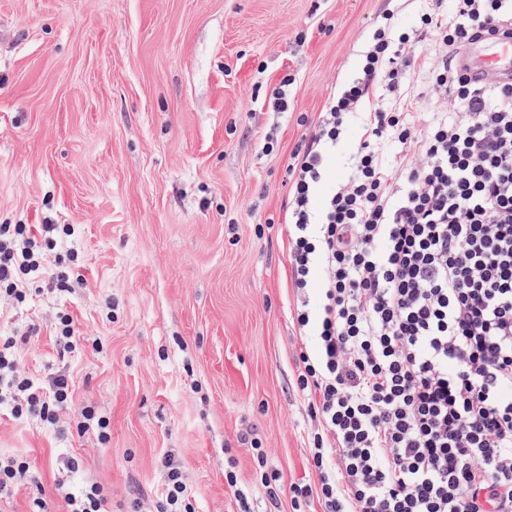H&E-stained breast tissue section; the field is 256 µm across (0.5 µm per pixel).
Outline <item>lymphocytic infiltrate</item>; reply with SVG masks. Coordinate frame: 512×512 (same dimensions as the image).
<instances>
[{"mask_svg": "<svg viewBox=\"0 0 512 512\" xmlns=\"http://www.w3.org/2000/svg\"><path fill=\"white\" fill-rule=\"evenodd\" d=\"M418 2L412 28H374L288 163L292 321L317 342L301 350L296 384L319 423V486H292L296 507L314 495L322 512H512V82L472 83L446 56L512 21V0ZM428 38L442 54L429 68L441 105L423 120L404 88ZM353 122L348 176L314 208ZM74 233L0 224V298L70 291L79 256L56 246ZM28 341L0 336V407L53 427L71 379L29 376ZM163 468L161 496L129 512H196L173 456Z\"/></svg>", "mask_w": 512, "mask_h": 512, "instance_id": "lymphocytic-infiltrate-1", "label": "lymphocytic infiltrate"}]
</instances>
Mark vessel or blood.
Listing matches in <instances>:
<instances>
[{"instance_id":"b4317fda","label":"vessel or blood","mask_w":512,"mask_h":512,"mask_svg":"<svg viewBox=\"0 0 512 512\" xmlns=\"http://www.w3.org/2000/svg\"><path fill=\"white\" fill-rule=\"evenodd\" d=\"M453 59L472 81L486 85L512 81V26L466 43Z\"/></svg>"}]
</instances>
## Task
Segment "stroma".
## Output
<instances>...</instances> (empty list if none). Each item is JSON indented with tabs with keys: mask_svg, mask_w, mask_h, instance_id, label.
<instances>
[{
	"mask_svg": "<svg viewBox=\"0 0 512 512\" xmlns=\"http://www.w3.org/2000/svg\"><path fill=\"white\" fill-rule=\"evenodd\" d=\"M392 9L414 25L415 0H0V224H71L82 251L72 292L0 305V334L35 324L25 371L66 367L73 408L110 422L103 444L0 415V455L32 465L0 512L37 486L69 512L91 483L126 512L162 492L169 454L198 512H293L265 473L317 486L288 159ZM287 74L289 110L268 111L256 92ZM62 306L90 341L63 362Z\"/></svg>",
	"mask_w": 512,
	"mask_h": 512,
	"instance_id": "35a3bbf8",
	"label": "stroma"
}]
</instances>
